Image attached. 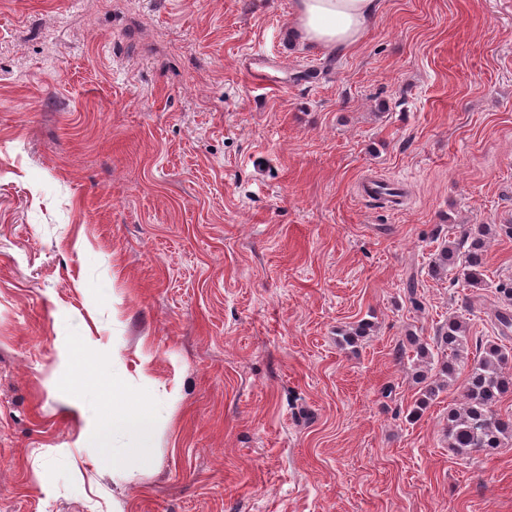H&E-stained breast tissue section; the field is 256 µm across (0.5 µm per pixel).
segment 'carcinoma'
Wrapping results in <instances>:
<instances>
[{
  "mask_svg": "<svg viewBox=\"0 0 512 512\" xmlns=\"http://www.w3.org/2000/svg\"><path fill=\"white\" fill-rule=\"evenodd\" d=\"M503 231L512 237V224H480L472 238H462L458 243L442 248L432 260L436 276L448 274V269L458 271L466 286L484 288L486 244L490 236ZM501 307L496 320L507 331L512 327V279L499 285ZM373 323L363 319L343 335V342L351 345L360 337L370 335ZM477 353L468 366L464 380V406L448 412L446 437L448 447L456 454L472 457L489 454L512 444V421L497 413V404L504 394L512 391V374L504 371L508 361L506 349L494 341H475L466 324L448 319L436 336L435 347L412 336L397 349L404 356L411 352L425 366L415 372L420 385L419 398L410 412V418L420 417L423 410L439 392L454 382L459 374V362L470 350Z\"/></svg>",
  "mask_w": 512,
  "mask_h": 512,
  "instance_id": "cac0c4a2",
  "label": "carcinoma"
}]
</instances>
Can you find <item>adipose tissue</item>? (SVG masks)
I'll list each match as a JSON object with an SVG mask.
<instances>
[{"label":"adipose tissue","instance_id":"ef3b65f1","mask_svg":"<svg viewBox=\"0 0 512 512\" xmlns=\"http://www.w3.org/2000/svg\"><path fill=\"white\" fill-rule=\"evenodd\" d=\"M378 0H294L292 41L322 49L353 48L375 23ZM155 419L128 409L113 413L109 423L99 425L98 433L104 444L112 445L113 459L122 451L114 442L122 435L147 437L156 429Z\"/></svg>","mask_w":512,"mask_h":512}]
</instances>
